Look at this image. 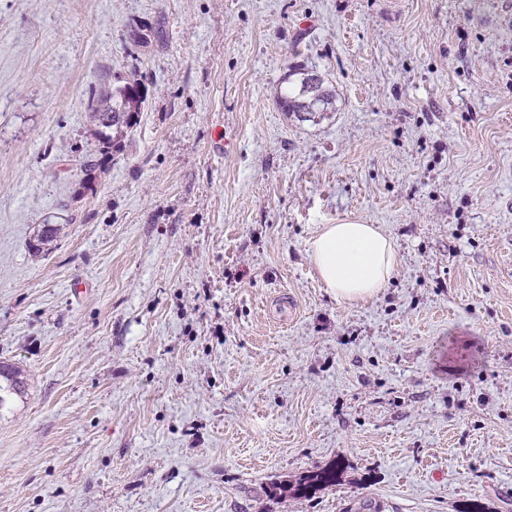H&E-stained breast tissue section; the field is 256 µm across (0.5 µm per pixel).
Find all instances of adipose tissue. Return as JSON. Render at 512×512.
<instances>
[{"label":"adipose tissue","instance_id":"1","mask_svg":"<svg viewBox=\"0 0 512 512\" xmlns=\"http://www.w3.org/2000/svg\"><path fill=\"white\" fill-rule=\"evenodd\" d=\"M310 261L337 301L357 304L387 287L398 262L390 237L374 224H325L310 242Z\"/></svg>","mask_w":512,"mask_h":512}]
</instances>
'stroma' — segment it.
Here are the masks:
<instances>
[{
    "label": "stroma",
    "mask_w": 512,
    "mask_h": 512,
    "mask_svg": "<svg viewBox=\"0 0 512 512\" xmlns=\"http://www.w3.org/2000/svg\"><path fill=\"white\" fill-rule=\"evenodd\" d=\"M346 222L399 252L354 306ZM1 359L0 512H512V0H0ZM302 71V72H301ZM298 83L280 91L278 103L284 112L335 111L336 93L324 86V79L314 70L299 69ZM144 103L139 82L117 77L112 90L102 97L89 99V108L95 122L97 151L101 155L117 146V138L137 123ZM309 257L327 291L346 304L376 297L398 262L391 238L376 224H324ZM18 366L0 361V413L7 410L15 396L25 392V381Z\"/></svg>",
    "instance_id": "stroma-1"
}]
</instances>
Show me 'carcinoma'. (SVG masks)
Returning <instances> with one entry per match:
<instances>
[{"label":"carcinoma","instance_id":"1","mask_svg":"<svg viewBox=\"0 0 512 512\" xmlns=\"http://www.w3.org/2000/svg\"><path fill=\"white\" fill-rule=\"evenodd\" d=\"M144 103L139 82L118 77L112 90L102 97H90L89 108L95 122L97 151L106 155L109 149L117 146V138L137 124ZM280 108L285 112H333L335 111L336 93L324 86V79L314 70L302 69L298 83L280 92ZM56 235L53 224H44L33 237L30 251L38 257L46 251ZM19 367L0 361V412L11 405L14 397L25 392V381L21 378ZM336 465H331L308 480V484L299 485L297 491L304 493L315 486L333 483Z\"/></svg>","mask_w":512,"mask_h":512}]
</instances>
